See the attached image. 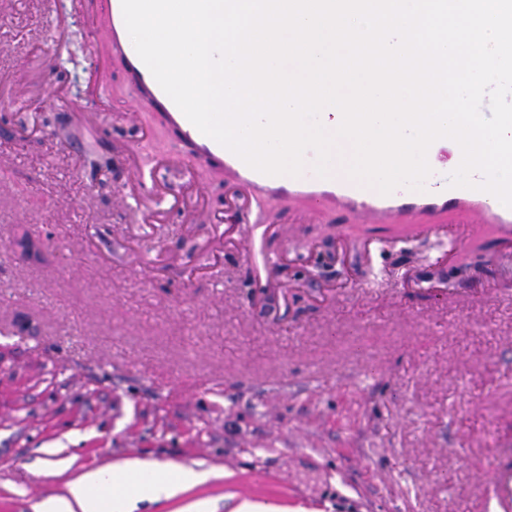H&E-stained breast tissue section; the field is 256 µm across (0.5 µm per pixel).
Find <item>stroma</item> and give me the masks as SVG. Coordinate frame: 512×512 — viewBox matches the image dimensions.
Listing matches in <instances>:
<instances>
[{
  "label": "stroma",
  "instance_id": "stroma-1",
  "mask_svg": "<svg viewBox=\"0 0 512 512\" xmlns=\"http://www.w3.org/2000/svg\"><path fill=\"white\" fill-rule=\"evenodd\" d=\"M60 12L0 0V512L132 458L215 473L136 512H512V243L227 209L232 177L156 168L183 145L154 108L123 117L120 63L85 106Z\"/></svg>",
  "mask_w": 512,
  "mask_h": 512
}]
</instances>
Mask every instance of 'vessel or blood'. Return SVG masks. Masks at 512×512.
<instances>
[{
    "mask_svg": "<svg viewBox=\"0 0 512 512\" xmlns=\"http://www.w3.org/2000/svg\"><path fill=\"white\" fill-rule=\"evenodd\" d=\"M70 8L78 14L91 35L87 52L92 62L100 60V44H108L112 58L118 59L130 73L138 91L129 101L128 111L138 112L144 107H155L187 145L185 154L174 157L175 165L190 169L219 165L228 168L234 178L248 189H267L290 197H301L312 202L315 210L327 204H341L361 219L376 223L398 222L402 212L401 200H413L432 212L438 203L467 204L469 227L490 224L499 219L502 235L512 237V208L504 206L492 194L475 189L453 188L445 167L434 166L423 190L400 187L391 194H380L375 188L351 179L342 162H334L329 177H318L312 163L314 151H306V166L300 176H270L249 167L234 153L202 134L174 104L137 55L126 29L121 0H99L97 9H85L82 0H70Z\"/></svg>",
    "mask_w": 512,
    "mask_h": 512,
    "instance_id": "vessel-or-blood-1",
    "label": "vessel or blood"
}]
</instances>
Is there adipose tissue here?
<instances>
[{
  "label": "adipose tissue",
  "mask_w": 512,
  "mask_h": 512,
  "mask_svg": "<svg viewBox=\"0 0 512 512\" xmlns=\"http://www.w3.org/2000/svg\"><path fill=\"white\" fill-rule=\"evenodd\" d=\"M210 473L169 463L127 460L82 474L68 493L41 503L40 512H130L133 498L170 499L205 484ZM109 497H102V489Z\"/></svg>",
  "instance_id": "obj_1"
}]
</instances>
